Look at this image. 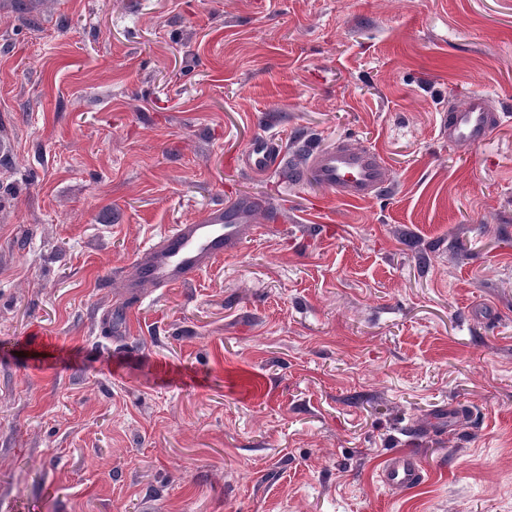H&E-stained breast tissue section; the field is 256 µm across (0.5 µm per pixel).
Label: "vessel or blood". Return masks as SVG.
I'll list each match as a JSON object with an SVG mask.
<instances>
[{"mask_svg": "<svg viewBox=\"0 0 512 512\" xmlns=\"http://www.w3.org/2000/svg\"><path fill=\"white\" fill-rule=\"evenodd\" d=\"M485 96L470 95L464 103L440 115V133L449 141L483 145L500 124ZM283 147L274 138L251 142L237 157L238 166L255 175H267L280 163ZM297 180L313 179L340 198L365 201L376 195L385 183L384 167L373 151L335 147L310 153ZM260 202L241 197L209 210L201 220L179 224L136 259V277L126 284L135 293L140 282L161 288L184 285L198 276L214 260L236 253L242 235L251 223ZM424 478L419 459L413 454L392 457L380 473L388 488L408 490Z\"/></svg>", "mask_w": 512, "mask_h": 512, "instance_id": "vessel-or-blood-1", "label": "vessel or blood"}]
</instances>
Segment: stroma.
<instances>
[{"label": "stroma", "instance_id": "stroma-1", "mask_svg": "<svg viewBox=\"0 0 512 512\" xmlns=\"http://www.w3.org/2000/svg\"><path fill=\"white\" fill-rule=\"evenodd\" d=\"M1 142L0 512H512V0H0ZM339 145L373 199L288 177ZM242 196L237 254L125 294ZM501 120L485 96L472 94L461 105L448 107L440 114V133L449 142L463 141L478 147L489 139ZM283 146L276 138H261L251 142L237 157V165L254 175H268L280 163ZM424 478L419 459L414 454L392 457L380 473L381 482L393 490H409Z\"/></svg>", "mask_w": 512, "mask_h": 512}]
</instances>
